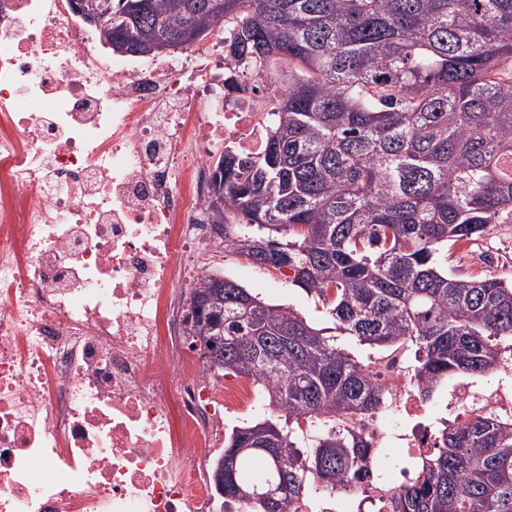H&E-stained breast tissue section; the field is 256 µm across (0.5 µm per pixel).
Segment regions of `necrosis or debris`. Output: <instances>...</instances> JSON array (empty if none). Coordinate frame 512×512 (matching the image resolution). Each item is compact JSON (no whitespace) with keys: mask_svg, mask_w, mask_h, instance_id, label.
Here are the masks:
<instances>
[{"mask_svg":"<svg viewBox=\"0 0 512 512\" xmlns=\"http://www.w3.org/2000/svg\"><path fill=\"white\" fill-rule=\"evenodd\" d=\"M71 0H0V512H214L224 420L256 409L251 380H216L190 336L187 284L224 249L210 167L259 153L255 81L224 86L211 53L160 60L98 50ZM435 440L403 353L378 362ZM512 421V386L450 391L446 414Z\"/></svg>","mask_w":512,"mask_h":512,"instance_id":"necrosis-or-debris-1","label":"necrosis or debris"}]
</instances>
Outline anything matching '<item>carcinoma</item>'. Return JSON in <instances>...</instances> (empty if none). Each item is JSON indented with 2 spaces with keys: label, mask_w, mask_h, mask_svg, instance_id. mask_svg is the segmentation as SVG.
<instances>
[{
  "label": "carcinoma",
  "mask_w": 512,
  "mask_h": 512,
  "mask_svg": "<svg viewBox=\"0 0 512 512\" xmlns=\"http://www.w3.org/2000/svg\"><path fill=\"white\" fill-rule=\"evenodd\" d=\"M233 16L226 56L288 67L262 151L214 170L224 247L292 272L336 329L414 349L430 402L448 377L501 367L512 281L448 274L437 254L512 219V0H112L109 42L146 51ZM216 371L255 384L267 416L234 427L212 474L223 512H296L371 481L365 422L391 391L295 310L229 277L189 296ZM315 418L309 435L301 420ZM386 512H512V424L444 422Z\"/></svg>",
  "instance_id": "1"
}]
</instances>
